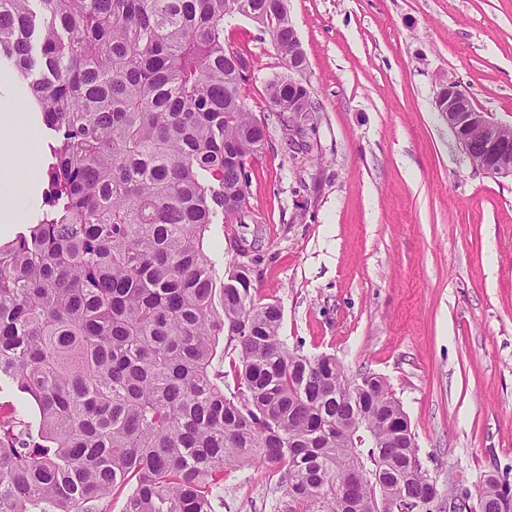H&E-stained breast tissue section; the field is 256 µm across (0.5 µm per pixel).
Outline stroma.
Returning <instances> with one entry per match:
<instances>
[{"instance_id": "obj_1", "label": "stroma", "mask_w": 512, "mask_h": 512, "mask_svg": "<svg viewBox=\"0 0 512 512\" xmlns=\"http://www.w3.org/2000/svg\"><path fill=\"white\" fill-rule=\"evenodd\" d=\"M315 109L267 98L269 32L224 20L266 126L247 207L211 225L219 273L251 270L289 349L381 377L438 487L512 480V179L475 168L434 106L455 80L512 124V0H287ZM275 470L229 465L215 512H288Z\"/></svg>"}]
</instances>
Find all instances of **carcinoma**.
Returning <instances> with one entry per match:
<instances>
[{
	"instance_id": "obj_1",
	"label": "carcinoma",
	"mask_w": 512,
	"mask_h": 512,
	"mask_svg": "<svg viewBox=\"0 0 512 512\" xmlns=\"http://www.w3.org/2000/svg\"><path fill=\"white\" fill-rule=\"evenodd\" d=\"M297 46L284 0H0V64L25 80L50 157L43 208L0 245V379L35 406L0 415V512H213L224 467L279 473L288 512H442L384 380L280 336L248 269L218 276L206 234L247 207L262 120L224 46L228 5ZM272 111L305 107L277 79ZM233 342L235 391L213 371ZM360 439H355V432ZM492 474L479 512H512Z\"/></svg>"
}]
</instances>
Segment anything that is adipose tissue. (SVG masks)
Wrapping results in <instances>:
<instances>
[{
	"instance_id": "1",
	"label": "adipose tissue",
	"mask_w": 512,
	"mask_h": 512,
	"mask_svg": "<svg viewBox=\"0 0 512 512\" xmlns=\"http://www.w3.org/2000/svg\"><path fill=\"white\" fill-rule=\"evenodd\" d=\"M24 92L0 85V236L29 223L31 204L40 192L43 167L31 149L42 124L39 110L28 108Z\"/></svg>"
}]
</instances>
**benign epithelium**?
<instances>
[{
	"mask_svg": "<svg viewBox=\"0 0 512 512\" xmlns=\"http://www.w3.org/2000/svg\"><path fill=\"white\" fill-rule=\"evenodd\" d=\"M435 107L476 168L512 178V140L498 135L507 125L496 121L491 113L479 111L454 81L438 84Z\"/></svg>",
	"mask_w": 512,
	"mask_h": 512,
	"instance_id": "1",
	"label": "benign epithelium"
}]
</instances>
